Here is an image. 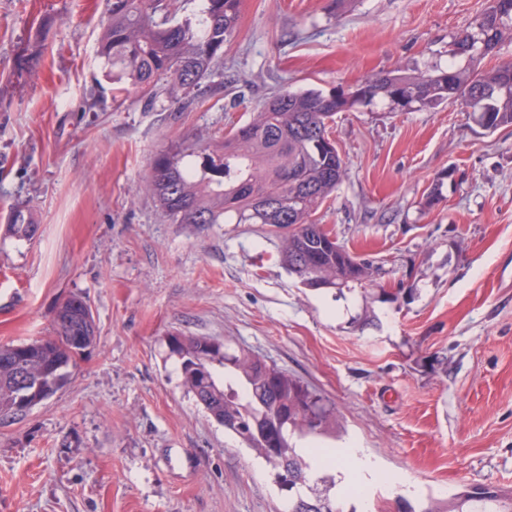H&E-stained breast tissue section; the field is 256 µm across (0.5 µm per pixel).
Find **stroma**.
<instances>
[{
	"mask_svg": "<svg viewBox=\"0 0 512 512\" xmlns=\"http://www.w3.org/2000/svg\"><path fill=\"white\" fill-rule=\"evenodd\" d=\"M487 0H241L224 67L189 106L115 94L97 53L105 0H0V346L52 335L87 296L98 332L68 383L0 419V512H285L269 465L183 385L166 338L253 351L335 403L330 447L426 494L512 490V127L459 100L336 114L346 175L317 211L373 264L355 290L281 262L284 224H175L141 185L153 155L247 123L274 93L463 66ZM440 199L428 202L431 190ZM31 213L20 240L8 212Z\"/></svg>",
	"mask_w": 512,
	"mask_h": 512,
	"instance_id": "1",
	"label": "stroma"
}]
</instances>
